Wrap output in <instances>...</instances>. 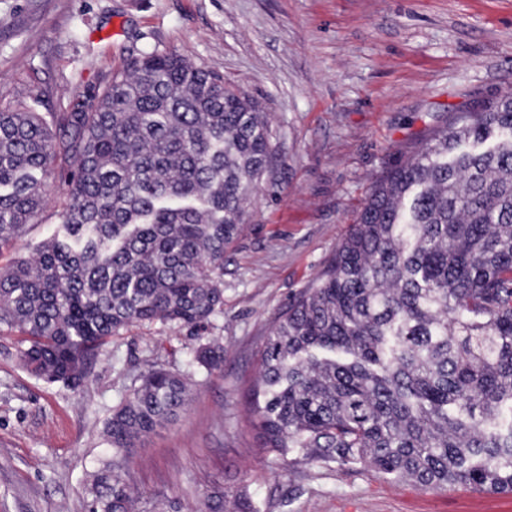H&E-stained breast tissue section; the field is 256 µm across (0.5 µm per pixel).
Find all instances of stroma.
Wrapping results in <instances>:
<instances>
[{"mask_svg":"<svg viewBox=\"0 0 512 512\" xmlns=\"http://www.w3.org/2000/svg\"><path fill=\"white\" fill-rule=\"evenodd\" d=\"M145 48L178 51L257 101L278 159L224 251V306L204 333L133 324L74 388L27 371L21 333L0 328V512H89L105 423L156 367L189 378L191 395L127 462L134 512H202L239 486L261 512H512L511 493L281 457L245 412L272 327L373 182L455 113L512 92V0H0V108L68 111L74 90H102ZM63 172L45 178L37 223L0 266L53 233ZM202 335L223 345L222 369L193 364Z\"/></svg>","mask_w":512,"mask_h":512,"instance_id":"stroma-1","label":"stroma"}]
</instances>
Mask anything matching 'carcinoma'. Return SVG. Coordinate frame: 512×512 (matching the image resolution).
I'll list each match as a JSON object with an SVG mask.
<instances>
[{
    "instance_id": "carcinoma-1",
    "label": "carcinoma",
    "mask_w": 512,
    "mask_h": 512,
    "mask_svg": "<svg viewBox=\"0 0 512 512\" xmlns=\"http://www.w3.org/2000/svg\"><path fill=\"white\" fill-rule=\"evenodd\" d=\"M276 159L258 104L176 51L142 50L70 112L0 110V250L68 166L56 233L0 267V326L22 333V366L67 384L134 323L205 328L224 305V248ZM195 360L217 370L224 347L211 338ZM188 396L165 368L142 376L106 424L90 512H131L126 460ZM248 399L282 454L512 493V93L376 181L272 329ZM216 498L259 512L246 488Z\"/></svg>"
}]
</instances>
